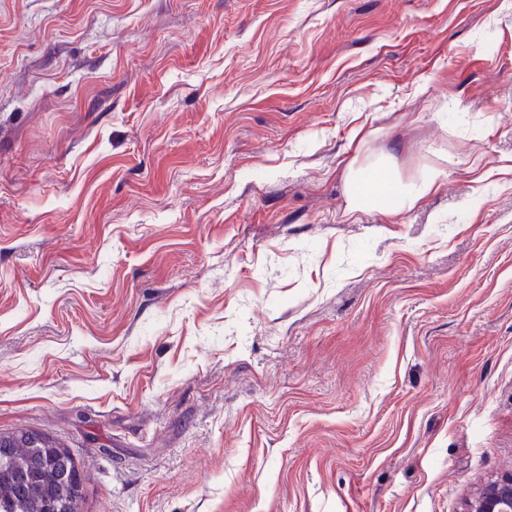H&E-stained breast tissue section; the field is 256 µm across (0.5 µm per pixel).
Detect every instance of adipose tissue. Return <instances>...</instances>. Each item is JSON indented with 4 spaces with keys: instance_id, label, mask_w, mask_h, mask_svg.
I'll return each mask as SVG.
<instances>
[{
    "instance_id": "ef3b65f1",
    "label": "adipose tissue",
    "mask_w": 512,
    "mask_h": 512,
    "mask_svg": "<svg viewBox=\"0 0 512 512\" xmlns=\"http://www.w3.org/2000/svg\"><path fill=\"white\" fill-rule=\"evenodd\" d=\"M444 169L434 167L420 179L402 181L395 169L394 161L385 155L352 159L344 175L347 209L356 213L371 206L380 196L394 199L389 215L414 208L426 196L437 191L444 179Z\"/></svg>"
}]
</instances>
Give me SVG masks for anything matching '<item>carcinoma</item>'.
I'll return each mask as SVG.
<instances>
[{
  "label": "carcinoma",
  "instance_id": "1",
  "mask_svg": "<svg viewBox=\"0 0 512 512\" xmlns=\"http://www.w3.org/2000/svg\"><path fill=\"white\" fill-rule=\"evenodd\" d=\"M61 447L32 429L0 435V512H80L83 480Z\"/></svg>",
  "mask_w": 512,
  "mask_h": 512
}]
</instances>
